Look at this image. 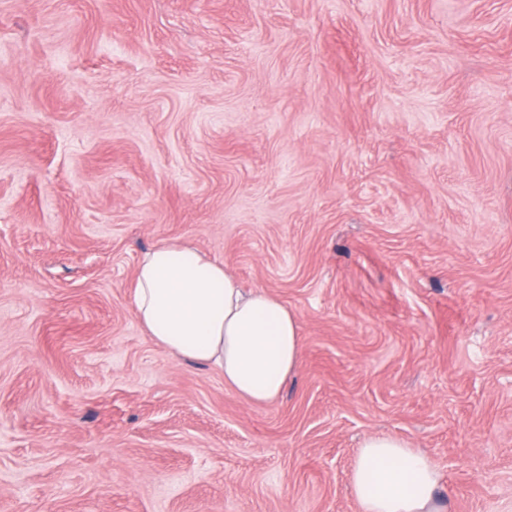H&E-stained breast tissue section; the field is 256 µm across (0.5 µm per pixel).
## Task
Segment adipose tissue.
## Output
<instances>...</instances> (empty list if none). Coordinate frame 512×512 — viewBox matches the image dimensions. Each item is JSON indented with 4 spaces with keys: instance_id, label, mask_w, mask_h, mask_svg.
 <instances>
[{
    "instance_id": "adipose-tissue-1",
    "label": "adipose tissue",
    "mask_w": 512,
    "mask_h": 512,
    "mask_svg": "<svg viewBox=\"0 0 512 512\" xmlns=\"http://www.w3.org/2000/svg\"><path fill=\"white\" fill-rule=\"evenodd\" d=\"M133 312L164 350L216 369L254 404L281 394L301 365L295 313L262 288L246 289L191 243L168 240L139 259ZM439 471L426 453L387 434L359 448L352 492L362 512H442Z\"/></svg>"
}]
</instances>
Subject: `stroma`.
<instances>
[{
	"label": "stroma",
	"mask_w": 512,
	"mask_h": 512,
	"mask_svg": "<svg viewBox=\"0 0 512 512\" xmlns=\"http://www.w3.org/2000/svg\"><path fill=\"white\" fill-rule=\"evenodd\" d=\"M171 239L296 313L277 400L138 324ZM379 433L512 512V0H0V512H360Z\"/></svg>",
	"instance_id": "obj_1"
}]
</instances>
